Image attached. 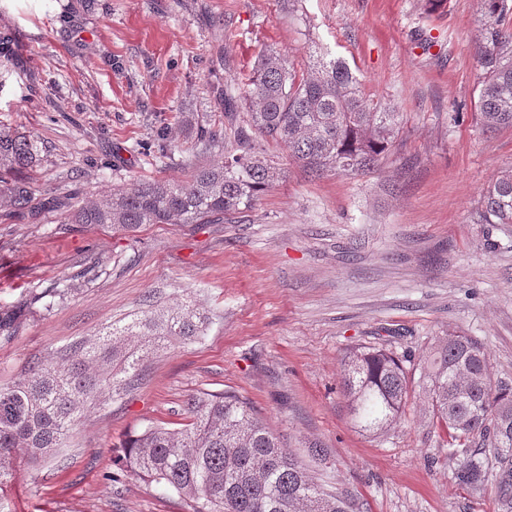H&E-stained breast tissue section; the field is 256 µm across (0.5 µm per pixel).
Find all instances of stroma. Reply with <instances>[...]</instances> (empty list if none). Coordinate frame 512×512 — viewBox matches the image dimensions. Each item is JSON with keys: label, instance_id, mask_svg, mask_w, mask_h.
Masks as SVG:
<instances>
[{"label": "stroma", "instance_id": "35a3bbf8", "mask_svg": "<svg viewBox=\"0 0 512 512\" xmlns=\"http://www.w3.org/2000/svg\"><path fill=\"white\" fill-rule=\"evenodd\" d=\"M484 22L480 0H0V31L15 39L0 58V128L38 148L32 208L0 213V307L67 291L0 333V385L150 303L210 317L202 338L149 353L123 395L86 408L62 448L18 471L11 512H188L117 458L148 424L188 423L192 395L224 390L249 398L296 457L324 448L311 475L352 512H498L494 486L455 481L460 455L419 386L431 344L457 330L512 387V224L479 219L484 191L512 168V131L472 115ZM270 47L298 68L315 51L343 59L368 98L400 113L377 168L314 178L268 145L285 177L238 222L122 232L54 207L210 163L214 147L183 113L232 147L220 97L245 118L244 87ZM359 346L391 352L412 388L380 435L354 425L341 390L340 360Z\"/></svg>", "mask_w": 512, "mask_h": 512}]
</instances>
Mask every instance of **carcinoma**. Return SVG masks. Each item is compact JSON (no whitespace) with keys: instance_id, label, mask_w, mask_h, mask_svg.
<instances>
[{"instance_id":"obj_1","label":"carcinoma","mask_w":512,"mask_h":512,"mask_svg":"<svg viewBox=\"0 0 512 512\" xmlns=\"http://www.w3.org/2000/svg\"><path fill=\"white\" fill-rule=\"evenodd\" d=\"M487 18L475 47L481 74L474 116L488 132L512 130V4L481 0ZM250 112L236 128V148L195 169L187 181L135 182L72 211L74 224H109L133 231L145 224H218L251 210L284 177L260 141L288 148L294 162L317 175L373 170L401 130L399 113L370 102L342 60L321 55L305 72L274 49L258 58L244 90ZM37 147L0 129V174L31 168ZM30 182L0 185V208L30 207ZM481 220L512 224V170L483 194ZM208 317L185 304L151 307L131 322L78 341L58 359L37 364L0 387V512L17 468L15 450L36 463L60 447L77 417L103 391L113 395L141 376L144 358L126 346L138 336L159 348L203 334ZM342 388L354 424L381 434L398 422L410 390L401 362L383 349L358 347L342 360ZM421 378L433 423L448 447L463 449L456 479L472 491L493 482L499 512H512V388L494 384L485 349L450 331L437 338ZM182 429L149 424L123 444L119 461L145 482L181 497L190 512H348L345 499L323 490L308 468L286 452L253 403L233 392H201L188 402Z\"/></svg>"}]
</instances>
